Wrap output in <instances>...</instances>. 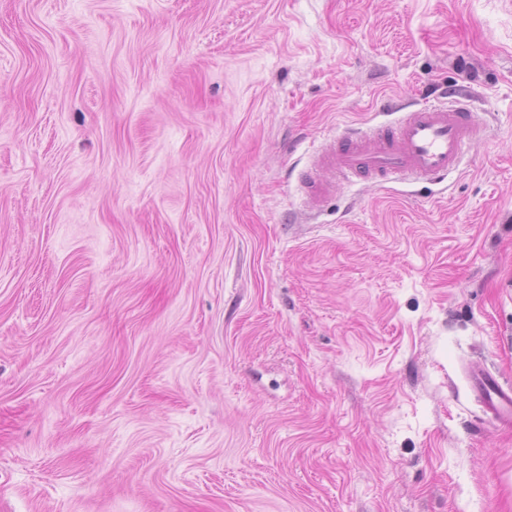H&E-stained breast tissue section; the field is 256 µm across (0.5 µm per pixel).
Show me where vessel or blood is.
<instances>
[{
	"instance_id": "obj_1",
	"label": "vessel or blood",
	"mask_w": 512,
	"mask_h": 512,
	"mask_svg": "<svg viewBox=\"0 0 512 512\" xmlns=\"http://www.w3.org/2000/svg\"><path fill=\"white\" fill-rule=\"evenodd\" d=\"M466 90L456 89L430 104L399 109L395 119L345 129L302 172L299 182L311 206H319L335 182L402 180L439 184L458 169L465 149L482 139ZM470 379L485 411L500 425H512V385L483 366Z\"/></svg>"
}]
</instances>
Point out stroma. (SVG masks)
<instances>
[{
    "instance_id": "35a3bbf8",
    "label": "stroma",
    "mask_w": 512,
    "mask_h": 512,
    "mask_svg": "<svg viewBox=\"0 0 512 512\" xmlns=\"http://www.w3.org/2000/svg\"><path fill=\"white\" fill-rule=\"evenodd\" d=\"M476 92L437 185L299 189ZM512 0H0V512H512ZM470 379L485 411L502 426L512 425V385L503 384L496 373L484 366H472Z\"/></svg>"
}]
</instances>
